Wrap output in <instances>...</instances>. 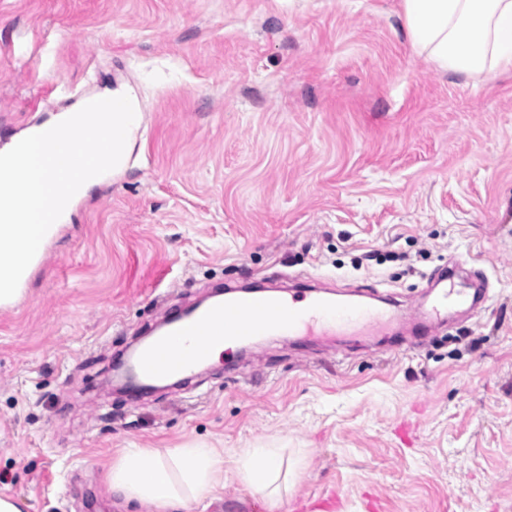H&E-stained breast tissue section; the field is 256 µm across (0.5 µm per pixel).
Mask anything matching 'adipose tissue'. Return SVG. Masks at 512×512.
Listing matches in <instances>:
<instances>
[{
  "label": "adipose tissue",
  "instance_id": "ef3b65f1",
  "mask_svg": "<svg viewBox=\"0 0 512 512\" xmlns=\"http://www.w3.org/2000/svg\"><path fill=\"white\" fill-rule=\"evenodd\" d=\"M416 53L436 68L484 80L512 69V0H402ZM279 449L249 448L237 459L245 486L270 500L282 494ZM109 492L152 512H194L224 485V455L190 442L121 449L106 472Z\"/></svg>",
  "mask_w": 512,
  "mask_h": 512
}]
</instances>
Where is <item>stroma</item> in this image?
Here are the masks:
<instances>
[{
	"label": "stroma",
	"mask_w": 512,
	"mask_h": 512,
	"mask_svg": "<svg viewBox=\"0 0 512 512\" xmlns=\"http://www.w3.org/2000/svg\"><path fill=\"white\" fill-rule=\"evenodd\" d=\"M119 84L127 169L0 311V493L151 512L105 465L202 440L224 487L197 512H512V71L428 64L401 0H0V147ZM453 258L489 299L415 351L271 338L139 400L110 386L134 337L216 289L314 278L406 306ZM260 446L291 468L275 505L236 471Z\"/></svg>",
	"instance_id": "obj_1"
}]
</instances>
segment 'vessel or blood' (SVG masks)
I'll use <instances>...</instances> for the list:
<instances>
[{"label":"vessel or blood","instance_id":"b4317fda","mask_svg":"<svg viewBox=\"0 0 512 512\" xmlns=\"http://www.w3.org/2000/svg\"><path fill=\"white\" fill-rule=\"evenodd\" d=\"M479 288H459L449 283L430 289L418 308H385L347 302L330 293L240 290L224 300L171 317L168 329L126 362L139 390L159 380L189 378L208 359L215 346L227 339L243 342L258 336L285 333L291 336H360L368 327L391 321L411 334L420 327H435L452 308H473L484 297Z\"/></svg>","mask_w":512,"mask_h":512}]
</instances>
